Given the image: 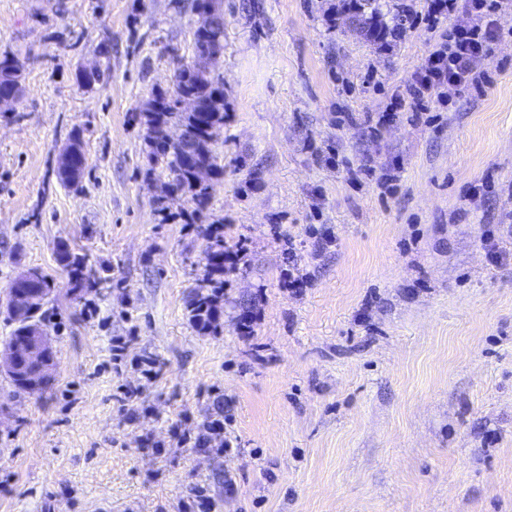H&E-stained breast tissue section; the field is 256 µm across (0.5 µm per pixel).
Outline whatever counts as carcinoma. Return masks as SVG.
<instances>
[{
  "mask_svg": "<svg viewBox=\"0 0 512 512\" xmlns=\"http://www.w3.org/2000/svg\"><path fill=\"white\" fill-rule=\"evenodd\" d=\"M345 10L352 13L356 23L366 38L376 42L386 29L396 28L403 13L398 10L390 21H385L381 10V0H343ZM188 8L193 13L208 14L209 21L198 26L193 33V57L189 60L178 56V48L169 52L181 65L172 86L152 89L149 100L139 112V121L144 128V141L147 146L148 168L145 177L155 179L156 174L165 176L168 191L166 199H186L190 207L181 211L186 224H204L210 219L213 182L224 179V160L216 150L210 129L224 127V76L219 72V64L224 50V12L222 0H190ZM24 65L18 56L11 52L0 54V94L18 97L22 92ZM191 99L196 104L192 111L182 109L181 101ZM178 127L184 138L177 144L169 143L163 132ZM69 147L77 150L76 160L68 164L59 161L60 180L70 186L79 185L85 167V152L81 135H72ZM199 169H205L210 182L200 183L196 179ZM206 247L204 250L205 276L203 285L189 294L191 319L201 331L217 328L224 308V275L233 270L226 259L231 256L230 247L224 241L221 227L210 224L205 229ZM58 262L70 276L72 288L82 291L92 288L96 280L87 273L86 255L72 249L60 241L57 244ZM21 286L38 295L32 314L34 324L42 332H47L46 289L50 288L48 276L41 270ZM30 337L27 327H14L6 345L22 351Z\"/></svg>",
  "mask_w": 512,
  "mask_h": 512,
  "instance_id": "1",
  "label": "carcinoma"
}]
</instances>
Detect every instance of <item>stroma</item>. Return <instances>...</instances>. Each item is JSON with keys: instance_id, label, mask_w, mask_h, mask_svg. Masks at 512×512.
Wrapping results in <instances>:
<instances>
[{"instance_id": "obj_1", "label": "stroma", "mask_w": 512, "mask_h": 512, "mask_svg": "<svg viewBox=\"0 0 512 512\" xmlns=\"http://www.w3.org/2000/svg\"><path fill=\"white\" fill-rule=\"evenodd\" d=\"M178 2L0 0V53L25 64L0 112V298L25 269L52 277L56 361L39 392L0 374V512H184L197 486L211 512H512V10L484 79L433 94L424 122L396 100L448 19L384 48L340 0H223L210 214L239 260L203 332L206 240L185 200L159 213L138 118L172 84L168 47L192 55ZM94 67L108 80L77 84ZM61 240L100 287L72 290ZM219 409L229 451L171 447ZM70 148H75L78 152L76 160H72L71 167L72 170L68 169V163L60 160L59 158V166H58V174L60 180L70 186H78L84 173L85 167V152L83 149V141L80 133H76L72 135L70 138V142L68 144Z\"/></svg>"}]
</instances>
